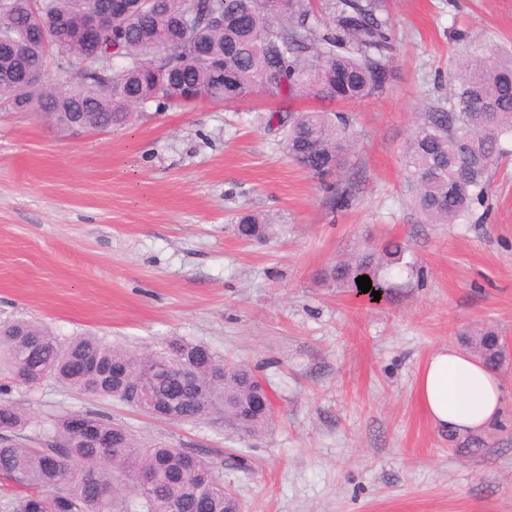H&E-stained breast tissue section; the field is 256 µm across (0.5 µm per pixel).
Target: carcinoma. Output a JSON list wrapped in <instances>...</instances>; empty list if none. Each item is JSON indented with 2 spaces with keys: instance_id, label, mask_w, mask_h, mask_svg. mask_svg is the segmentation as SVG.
<instances>
[{
  "instance_id": "cac0c4a2",
  "label": "carcinoma",
  "mask_w": 512,
  "mask_h": 512,
  "mask_svg": "<svg viewBox=\"0 0 512 512\" xmlns=\"http://www.w3.org/2000/svg\"><path fill=\"white\" fill-rule=\"evenodd\" d=\"M127 13L100 37L99 56L112 71L107 89L98 77L65 65L63 22L111 0H0V104L34 110L63 130L75 117L93 131L121 128L153 106L162 112L199 99L232 103L262 87L269 97L306 96L336 102L381 94L390 70L393 24L387 0H127ZM197 15L192 34L181 19ZM33 27L53 43L30 40ZM448 107L418 115L405 151L407 186L429 224H453L484 197L493 166L512 138V58L494 63L476 49L453 75ZM268 130L281 135L288 156L317 179L337 205L352 198L349 172L356 142L349 118L307 109L270 113ZM245 240L276 235L255 213L241 216ZM406 248L390 242L355 252L323 269L321 280L358 290L366 275L380 288L385 266H407ZM493 369L503 349L492 330L461 336ZM0 370L35 390L55 380L80 393L127 399L147 379L160 419L195 423L245 416L242 433L258 436L271 402L254 372L207 345L171 339L135 352L94 334L61 338L17 320L0 325ZM0 385V512H235L238 499L214 467L186 448L141 447L130 431L103 412L51 414L30 436L29 408ZM456 448L486 447L478 434L448 432Z\"/></svg>"
}]
</instances>
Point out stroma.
<instances>
[{
	"label": "stroma",
	"mask_w": 512,
	"mask_h": 512,
	"mask_svg": "<svg viewBox=\"0 0 512 512\" xmlns=\"http://www.w3.org/2000/svg\"><path fill=\"white\" fill-rule=\"evenodd\" d=\"M391 74L344 105L357 140L353 198L331 203L266 126L274 101L147 109L125 128L71 135L0 106V323L95 334L132 350L179 337L265 382L266 433L154 420L49 380L13 385L31 431L50 413L97 410L141 443L192 449L244 512H512V139L489 190L454 224H428L405 187L416 113L447 105L455 57L512 53V0H388ZM244 213L279 224L239 239ZM398 239L408 266L381 298L322 285L320 271ZM495 328L503 411L470 454L433 427L416 393L426 360Z\"/></svg>",
	"instance_id": "obj_1"
}]
</instances>
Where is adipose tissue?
<instances>
[{
    "label": "adipose tissue",
    "instance_id": "obj_1",
    "mask_svg": "<svg viewBox=\"0 0 512 512\" xmlns=\"http://www.w3.org/2000/svg\"><path fill=\"white\" fill-rule=\"evenodd\" d=\"M419 402L437 428L478 433L501 411L503 389L494 370L453 348L434 353L416 378Z\"/></svg>",
    "mask_w": 512,
    "mask_h": 512
}]
</instances>
